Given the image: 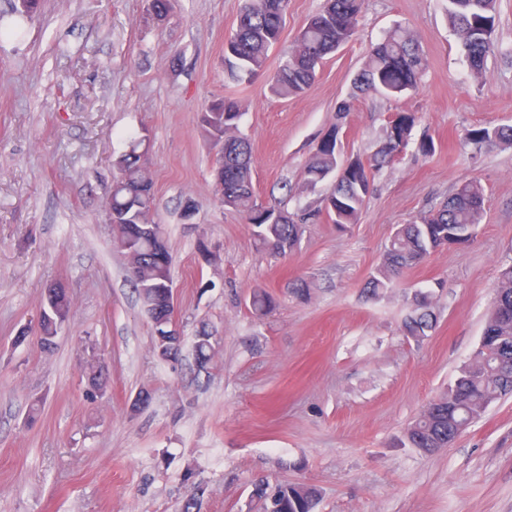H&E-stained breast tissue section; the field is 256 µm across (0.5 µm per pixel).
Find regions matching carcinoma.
Returning <instances> with one entry per match:
<instances>
[{
	"label": "carcinoma",
	"mask_w": 512,
	"mask_h": 512,
	"mask_svg": "<svg viewBox=\"0 0 512 512\" xmlns=\"http://www.w3.org/2000/svg\"><path fill=\"white\" fill-rule=\"evenodd\" d=\"M365 0H325L321 10L313 14L298 32L293 48L276 71L270 91L280 97L297 96L308 89L316 78L322 60L349 42L356 32L358 17ZM289 0H242L237 26L224 47L228 74L234 81H247L266 68L270 49L281 36L288 12ZM446 15L461 41L463 54L470 70L481 74L492 51L495 24V0H446ZM427 67L417 39L397 28L371 50L364 69L354 80L355 89L364 94L374 92L387 98H400L416 89ZM207 112L224 114V126L207 117L200 118L204 133L224 149V207L238 212L245 223L256 228L259 242L282 255L284 243L295 234L300 220L285 210L257 203L253 191L252 148L250 143L231 134L243 116L242 105L234 100L218 99L205 107ZM414 117L399 114L397 122L387 125L385 143L367 158L356 157L357 168L349 171L338 167L336 147L338 127H333L321 140L306 169V182L315 186L334 177L329 195L323 198L324 211L334 224L357 223L365 203L373 191L375 173L390 163L389 154L395 140L408 139ZM468 143L475 146L486 142L512 144V126L473 129L466 133ZM140 157L134 152L119 156L115 161L118 176L114 180L112 206L126 210L131 222H142L148 231L129 239L126 228H115L121 247L130 246L140 256L130 281L145 308H150L160 292L172 280V254L169 245H160L166 237L162 225L151 221L154 195H143L144 172ZM484 189L477 180L457 186L454 192L432 213L401 225L391 238L382 266L366 282V290L379 296L393 287L394 279L431 253L445 247L448 232L454 231L473 239L483 219ZM164 254H159V247ZM276 305L266 290L256 288L250 295V306L264 315ZM435 317L427 297L415 299L403 321L407 335L419 341L434 326ZM42 348L55 344L58 328L50 316L37 322L34 331ZM210 333L196 334L193 351L200 368L212 360ZM512 395V279L505 289L496 291L492 312L475 350L474 356L461 367L448 390L429 403L407 429L408 445L424 454L446 448L467 426L492 403ZM255 494L264 501V512H315L318 493L301 483L282 482L272 492L257 486Z\"/></svg>",
	"instance_id": "carcinoma-1"
}]
</instances>
